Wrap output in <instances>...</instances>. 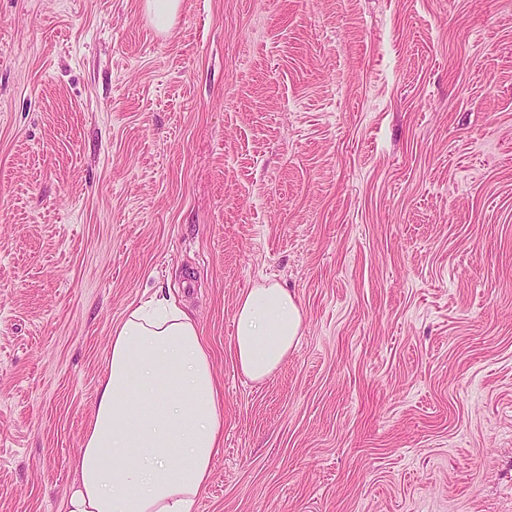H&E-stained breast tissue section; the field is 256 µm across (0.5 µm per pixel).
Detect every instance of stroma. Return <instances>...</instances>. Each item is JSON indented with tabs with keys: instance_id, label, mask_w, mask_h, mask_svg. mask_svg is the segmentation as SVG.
Returning <instances> with one entry per match:
<instances>
[{
	"instance_id": "stroma-1",
	"label": "stroma",
	"mask_w": 512,
	"mask_h": 512,
	"mask_svg": "<svg viewBox=\"0 0 512 512\" xmlns=\"http://www.w3.org/2000/svg\"><path fill=\"white\" fill-rule=\"evenodd\" d=\"M263 280L304 327L255 383ZM169 294L224 390L197 512H512V0H0V512H65ZM181 0H145L146 13L159 32H167L179 11ZM303 319L295 296L277 283H261L241 293L234 314L233 347L242 375L254 382L273 376L298 345Z\"/></svg>"
}]
</instances>
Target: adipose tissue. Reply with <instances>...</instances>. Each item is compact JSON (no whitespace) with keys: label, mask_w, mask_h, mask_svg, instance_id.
Returning a JSON list of instances; mask_svg holds the SVG:
<instances>
[{"label":"adipose tissue","mask_w":512,"mask_h":512,"mask_svg":"<svg viewBox=\"0 0 512 512\" xmlns=\"http://www.w3.org/2000/svg\"><path fill=\"white\" fill-rule=\"evenodd\" d=\"M303 319L279 284L241 293L233 347L242 375L273 376ZM223 445V393L197 322L173 297L129 309L112 328L67 512H195Z\"/></svg>","instance_id":"ef3b65f1"}]
</instances>
